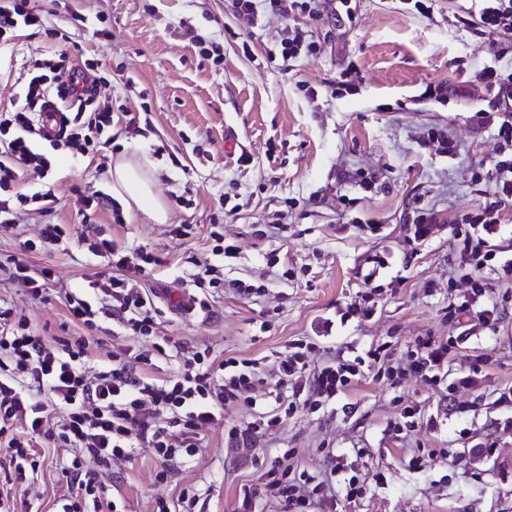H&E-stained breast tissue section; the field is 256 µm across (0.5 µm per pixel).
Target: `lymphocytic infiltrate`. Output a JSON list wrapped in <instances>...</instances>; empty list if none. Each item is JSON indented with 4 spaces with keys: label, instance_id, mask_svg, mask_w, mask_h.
<instances>
[{
    "label": "lymphocytic infiltrate",
    "instance_id": "1",
    "mask_svg": "<svg viewBox=\"0 0 512 512\" xmlns=\"http://www.w3.org/2000/svg\"><path fill=\"white\" fill-rule=\"evenodd\" d=\"M231 8L257 24L298 14L350 27L358 18L355 0H232ZM463 13L470 24L493 35L494 57L512 51V0H470ZM21 24L44 27L56 51L47 63L50 76L33 77L20 101L0 113V190L14 191V200L21 203L39 202L47 215L57 201L51 189L30 196L18 190L28 171L48 172L50 162L38 152V144H61L81 156L100 152L107 146L103 135L112 115L95 104L94 78L63 49L73 40L71 32L44 25L30 0H0V41L9 42ZM477 79L499 104L496 115L479 111L480 120L493 122L499 142L512 147V73L488 65ZM51 103L57 117L49 133L43 113ZM484 178L491 185L487 200L476 215L453 228L470 284L456 310L475 314L484 331L493 334L502 313L488 303L485 272L497 255H504L497 279L501 287L512 286V249L505 244L501 222L503 212L512 211V156L495 159ZM87 250L99 260L91 283L94 294L70 288L62 302L71 321L87 329L102 320L116 323L117 344L107 351L101 370L92 373L85 367L89 337L54 336L30 327L27 318L15 317L12 306L0 299V447L20 481L38 467L37 440L69 449L61 472L78 485L79 493L59 500L57 512H117V502L97 482L113 460L128 461L135 449L150 448L159 463L156 481H173L203 448L205 431L223 429L226 447H253L278 434L295 406L315 410L334 401L367 361L380 358L374 349L363 356L321 361L317 342L299 339L289 343L270 372L262 361L227 359L210 348L160 335L157 311L144 290L158 257L143 247L117 248L101 236ZM159 356L176 360L172 376L152 375ZM447 365V343L426 335L415 338L394 372L438 387ZM240 403L251 409L250 420L225 422V408ZM311 482L308 473L291 479L275 467L261 485L245 489L242 505L251 507L256 497L272 498L281 512H308L315 493Z\"/></svg>",
    "mask_w": 512,
    "mask_h": 512
}]
</instances>
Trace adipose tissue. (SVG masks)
<instances>
[{"label": "adipose tissue", "instance_id": "1", "mask_svg": "<svg viewBox=\"0 0 512 512\" xmlns=\"http://www.w3.org/2000/svg\"><path fill=\"white\" fill-rule=\"evenodd\" d=\"M109 176L112 191L124 207H136L155 223H166L167 206L156 193L152 173L143 170L139 162L127 156L117 157Z\"/></svg>", "mask_w": 512, "mask_h": 512}]
</instances>
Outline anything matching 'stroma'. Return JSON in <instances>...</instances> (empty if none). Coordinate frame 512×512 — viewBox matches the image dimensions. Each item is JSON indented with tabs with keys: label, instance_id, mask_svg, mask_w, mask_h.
<instances>
[{
	"label": "stroma",
	"instance_id": "obj_1",
	"mask_svg": "<svg viewBox=\"0 0 512 512\" xmlns=\"http://www.w3.org/2000/svg\"><path fill=\"white\" fill-rule=\"evenodd\" d=\"M455 4L436 0L425 17L397 0H359L360 21L347 30L295 17L290 24L321 51L283 71L267 57L289 24H252L229 13L227 0H35L47 23L77 33L71 53L99 79L96 102L111 109L112 143L95 158L40 144L50 172L44 179L28 173L22 191L34 193L47 181L58 201L48 216L32 204L16 206L13 232L0 237V261L21 255L53 269L55 293L44 302L32 299L0 272V298L18 315L54 335L81 332L56 292L87 285L95 257L79 241L64 251L22 250L52 221L159 257L146 289L162 335L207 344L228 358L260 359L313 335L323 319L338 318L367 295L375 315L320 339L325 357L382 344L392 362L415 337L431 335L449 344V382L475 378L449 396L371 367L335 403L314 413L298 409L279 437L256 447L228 448L220 431H208L203 449L170 485L155 483L151 450L136 449L131 461L99 475L105 493L121 494L122 512H153L156 498H175L189 486L200 492L201 512H243L244 488L260 485L284 449L296 451L298 470L316 476L327 468L326 447L335 449L343 476L367 483L353 500L315 497L311 512H512V404L498 400L512 388V289L489 283L504 313L495 335H481L474 315L455 313L452 302L468 284L459 277L460 254L448 226L484 202L489 185L480 174L499 150L493 125L475 117L494 103L475 74L493 62L512 70V55L494 59L492 36L462 21ZM98 23L107 36L94 35ZM15 33L0 44L4 106L21 95L47 45L36 28L21 25ZM351 63L359 71L357 90L331 95V83ZM302 82L318 87L317 98L299 90ZM440 82L448 86L446 103H417L426 85ZM432 127L454 139L455 157L421 146ZM121 154L154 169L156 192L171 204L169 224L194 228L186 243L168 237V224L136 211L100 209L84 219L86 201L111 194L108 170ZM243 155L248 163H240ZM362 168L377 171V189L356 186ZM181 194L189 206L172 205ZM420 201L445 226L413 246L405 222ZM282 213L286 236H264V226ZM366 221L376 231L364 230ZM216 222L238 247L224 264L225 281L242 280L258 291L241 295L228 286L205 311L193 302L197 290L186 259L212 260L209 230ZM384 253L391 268L376 287L365 286L361 267ZM476 354L488 363L475 376ZM408 403L420 413L414 430L399 436L393 425ZM36 449L44 461L24 483L15 482L9 463L0 464V493L27 501L31 512H53L78 489L61 475L66 449L44 440Z\"/></svg>",
	"mask_w": 512,
	"mask_h": 512
}]
</instances>
